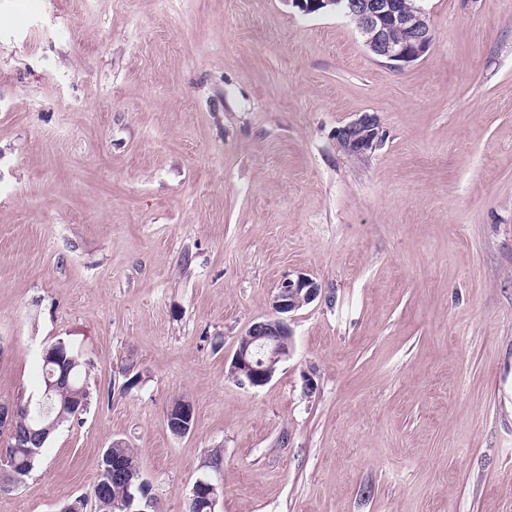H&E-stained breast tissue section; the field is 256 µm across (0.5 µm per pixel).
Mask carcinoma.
Segmentation results:
<instances>
[{
  "label": "carcinoma",
  "mask_w": 512,
  "mask_h": 512,
  "mask_svg": "<svg viewBox=\"0 0 512 512\" xmlns=\"http://www.w3.org/2000/svg\"><path fill=\"white\" fill-rule=\"evenodd\" d=\"M67 356L73 358L69 383L59 385L51 391V396L43 399L42 412L20 410L19 430H55L80 414V411L72 408L74 403L81 400L87 405L90 404V392L82 381L87 362L75 355L72 349L68 350ZM46 443L47 440H41L35 453L26 448L6 447L3 466L8 473L7 480L16 485L23 483L39 465ZM97 468L98 477L90 494L77 496L65 503L69 512H86L85 504L90 500L100 504L99 512H124L122 505L125 504L128 494L139 488L150 490L149 484L142 478L134 449L121 440L112 441L102 450Z\"/></svg>",
  "instance_id": "1"
}]
</instances>
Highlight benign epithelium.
Masks as SVG:
<instances>
[{"label": "benign epithelium", "mask_w": 512, "mask_h": 512, "mask_svg": "<svg viewBox=\"0 0 512 512\" xmlns=\"http://www.w3.org/2000/svg\"><path fill=\"white\" fill-rule=\"evenodd\" d=\"M304 14L332 10L350 18L363 37L368 50L396 68L410 65L431 48L434 34L426 13L416 5L417 0H289ZM338 145L345 152L362 156L375 150L383 140L377 116L363 112L336 130ZM321 287L309 276L300 273L284 281L274 296L273 315L252 323L237 339L228 375L242 385L252 388L266 386L279 365L293 354V334L289 327L292 314L314 302ZM27 402L15 399L0 403V429L7 431L14 448H32L37 438L18 435L17 410ZM166 425L184 436L194 428V406L182 399L171 405Z\"/></svg>", "instance_id": "1"}]
</instances>
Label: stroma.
Masks as SVG:
<instances>
[{"instance_id": "1", "label": "stroma", "mask_w": 512, "mask_h": 512, "mask_svg": "<svg viewBox=\"0 0 512 512\" xmlns=\"http://www.w3.org/2000/svg\"><path fill=\"white\" fill-rule=\"evenodd\" d=\"M422 6L397 69L287 0H0V402L59 340L93 395L0 512L90 493L118 439L158 512L207 474L215 512H512V0ZM299 273L291 358L238 384ZM336 140L345 152L362 156L380 146L383 133L377 116L363 112L336 130ZM320 294L319 284L303 273L284 281L274 296L273 315L252 323L237 339L228 375L252 388L266 386L279 365L293 354V334L288 323L291 314L314 302ZM194 423V406L191 401L182 399L171 405L166 415V425L172 431H176L179 436L186 435L193 430Z\"/></svg>"}]
</instances>
